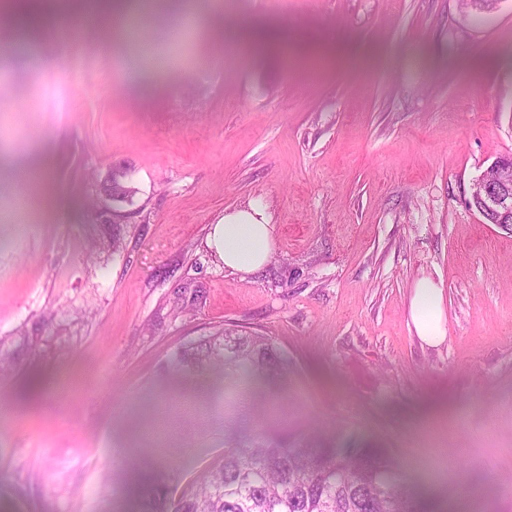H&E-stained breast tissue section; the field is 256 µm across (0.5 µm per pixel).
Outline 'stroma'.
Wrapping results in <instances>:
<instances>
[{"instance_id":"stroma-1","label":"stroma","mask_w":512,"mask_h":512,"mask_svg":"<svg viewBox=\"0 0 512 512\" xmlns=\"http://www.w3.org/2000/svg\"><path fill=\"white\" fill-rule=\"evenodd\" d=\"M187 2L181 39L143 0L145 43L75 24L36 69L0 26V204L40 200L0 223V512H135L219 463L224 375L175 356L227 324L288 367L239 438L379 447L435 512H512V234L467 203L512 156V0ZM251 208L272 257L236 273L210 240ZM411 319L417 335L429 344H438L445 337L441 291L428 278L415 286L411 307Z\"/></svg>"}]
</instances>
